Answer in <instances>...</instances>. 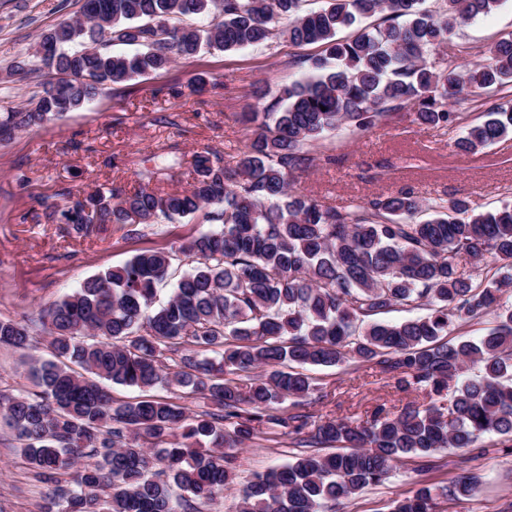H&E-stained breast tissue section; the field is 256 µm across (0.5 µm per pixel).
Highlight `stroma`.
<instances>
[{
	"instance_id": "1",
	"label": "stroma",
	"mask_w": 512,
	"mask_h": 512,
	"mask_svg": "<svg viewBox=\"0 0 512 512\" xmlns=\"http://www.w3.org/2000/svg\"><path fill=\"white\" fill-rule=\"evenodd\" d=\"M83 0H0V112L26 106L42 90L46 71L35 70L42 33L78 15ZM512 33V0L456 29L448 52L467 63L462 50L484 47ZM316 46L281 44L234 52L204 51L169 71L108 84L83 108L0 141V319L33 326L35 351L0 346V394L34 392L31 356L49 357L44 310L89 277L123 265L138 251L175 252L178 270L187 260L180 246L207 229L188 216L136 229L106 224L76 233L48 222L45 207L63 189L89 192L108 186L133 187L144 161L163 164L170 155L191 162L195 154L217 152L226 169H236L248 138L247 112L263 111L284 85L305 72L289 58L316 54ZM203 87H195V78ZM316 161L296 174L294 188L319 202L338 205L412 188L422 200L466 197L479 206L512 203V136L476 155L456 153L449 136L417 124L412 113L381 121L363 132L333 131L312 148ZM309 374L328 399L311 405L315 418H360L376 406L409 401L373 364L350 362L313 367ZM294 438L258 435L237 452L235 491L202 504L200 512H239L240 487L269 468L300 454ZM417 461L403 460L389 478L344 501L341 512H391L394 500L431 487L438 512H512V447L504 437L485 436L478 447L448 449L431 468L417 473ZM477 478L471 496L448 499L457 476ZM48 487L38 482L0 425V512H39Z\"/></svg>"
}]
</instances>
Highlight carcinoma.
<instances>
[{"label": "carcinoma", "instance_id": "carcinoma-1", "mask_svg": "<svg viewBox=\"0 0 512 512\" xmlns=\"http://www.w3.org/2000/svg\"><path fill=\"white\" fill-rule=\"evenodd\" d=\"M84 0L81 17L41 37L51 74L30 105L0 113V133L40 125L95 99L110 83L167 71L202 50L317 45L320 52L288 65L308 75L283 88L279 106L256 122L238 169L207 152L192 163L191 188L161 193L162 171L143 167L137 186L63 193L59 219L81 233L91 224H156L202 214L219 231L180 247L191 266L154 306L171 277L167 251L144 250L122 267L84 281L43 316L52 358L31 359L38 392L0 399V415L34 477L52 485L42 512H194L234 484L235 449L264 426L296 435L306 453L240 490L239 512H323L382 483L403 458H433L473 448L488 434L512 439V308L500 295L512 276V207L482 209L466 197L421 200L410 188L325 205L291 188L290 177L313 166L310 144L337 129L363 131L406 110L426 128L453 130L460 108L478 92H501L485 120L456 136L475 155L512 135V36L476 51L462 67L454 55L429 53L462 23L496 10L502 0ZM215 15L197 28L189 21ZM381 22L342 39L357 18ZM139 47L114 54L108 43ZM326 110H321V107ZM400 306L402 321L379 315ZM498 325L476 341L441 336L455 320L488 315ZM35 348L28 324L0 319V346ZM180 353L174 365L164 352ZM374 364L409 401L378 407L361 421L312 419L327 397L307 365ZM288 365V370L280 369ZM256 369L245 384L242 373ZM152 388H187L217 407L188 415L153 397L117 403L100 380ZM452 390L448 407L438 404ZM289 402L276 414L273 406ZM94 462L81 467L78 459ZM162 465L185 496L172 498L156 479ZM477 481L460 476L448 497L471 496ZM392 512H433L431 488L394 502Z\"/></svg>", "mask_w": 512, "mask_h": 512}]
</instances>
